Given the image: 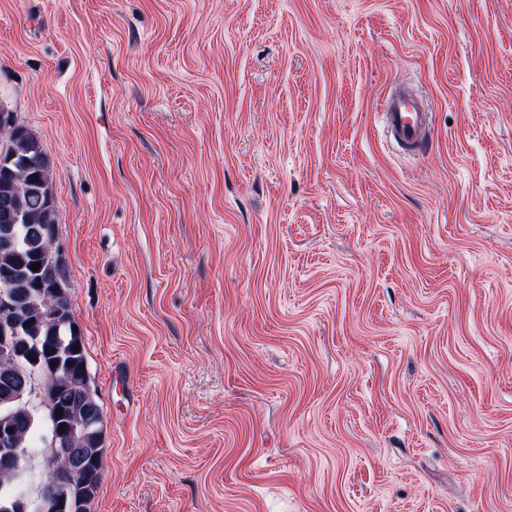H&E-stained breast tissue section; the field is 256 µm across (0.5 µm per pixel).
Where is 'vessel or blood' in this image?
I'll use <instances>...</instances> for the list:
<instances>
[{
    "label": "vessel or blood",
    "mask_w": 512,
    "mask_h": 512,
    "mask_svg": "<svg viewBox=\"0 0 512 512\" xmlns=\"http://www.w3.org/2000/svg\"><path fill=\"white\" fill-rule=\"evenodd\" d=\"M381 117L386 133L403 151L421 149L430 130V114L418 94L405 87L396 89Z\"/></svg>",
    "instance_id": "vessel-or-blood-1"
}]
</instances>
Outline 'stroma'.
Masks as SVG:
<instances>
[{
	"mask_svg": "<svg viewBox=\"0 0 512 512\" xmlns=\"http://www.w3.org/2000/svg\"><path fill=\"white\" fill-rule=\"evenodd\" d=\"M0 103L55 171L91 512H512V0H0ZM430 116L423 99L406 87L396 89L381 112L386 133L407 153L421 149L430 130Z\"/></svg>",
	"mask_w": 512,
	"mask_h": 512,
	"instance_id": "35a3bbf8",
	"label": "stroma"
}]
</instances>
